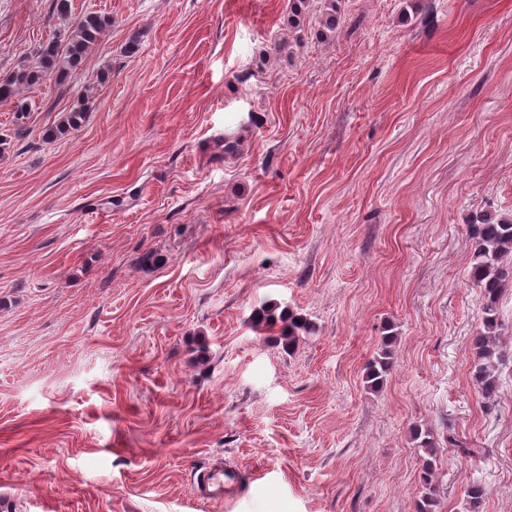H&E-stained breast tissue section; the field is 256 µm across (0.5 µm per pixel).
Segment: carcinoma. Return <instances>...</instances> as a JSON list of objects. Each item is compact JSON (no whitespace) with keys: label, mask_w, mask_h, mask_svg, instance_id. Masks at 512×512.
Returning <instances> with one entry per match:
<instances>
[{"label":"carcinoma","mask_w":512,"mask_h":512,"mask_svg":"<svg viewBox=\"0 0 512 512\" xmlns=\"http://www.w3.org/2000/svg\"><path fill=\"white\" fill-rule=\"evenodd\" d=\"M313 2L290 0L286 18L288 45L301 44L306 15L313 10ZM341 5L342 0H320L319 35L322 39L336 36L343 22ZM108 25L107 18L92 12L73 18L72 35L68 42L51 40L44 43L37 50L34 60L0 76V99H12L19 89L31 87L50 74L62 76L66 69L76 67L99 41ZM85 115L83 104L72 109L63 115L56 125V131L63 134L77 129ZM467 234L471 245L469 278L478 288L482 299L481 328L470 343L471 373L484 408L492 410L496 408L500 392L498 368L512 357V349L502 342L503 324L498 315L499 300L505 288L512 284V214H475L467 224ZM278 309L275 303H264L256 313L255 324L271 329L279 321L284 323L281 339L291 350L304 339L308 324L303 317L293 313L279 314ZM393 342L392 336L382 337L377 357L368 366L366 381L373 389L383 387L384 377L393 364ZM412 435L418 447L424 449L419 479L422 491L417 512H435L439 503L436 441L431 430L420 425L412 427ZM484 496L482 485L472 484L468 487L466 508L469 512H476Z\"/></svg>","instance_id":"1"}]
</instances>
